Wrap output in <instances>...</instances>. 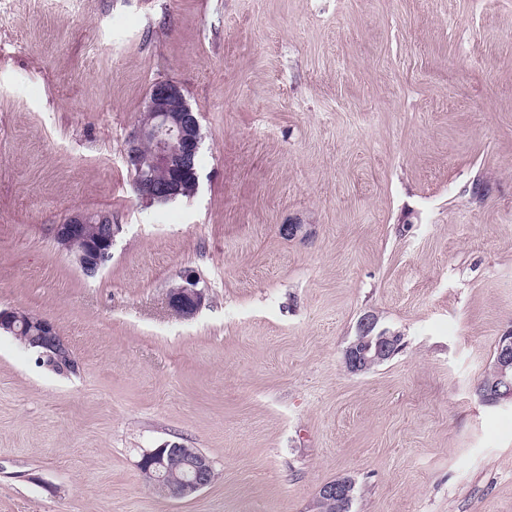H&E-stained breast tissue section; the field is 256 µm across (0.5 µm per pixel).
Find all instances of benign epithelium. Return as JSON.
<instances>
[{
	"label": "benign epithelium",
	"instance_id": "7a95c632",
	"mask_svg": "<svg viewBox=\"0 0 512 512\" xmlns=\"http://www.w3.org/2000/svg\"><path fill=\"white\" fill-rule=\"evenodd\" d=\"M202 142L198 116L187 103L180 86L170 80H158L151 86L145 111L140 114L125 150L127 165L137 168L139 177L134 184L138 196L146 200L167 201L186 190L183 178L195 175ZM105 223L101 214H72L66 223L52 226L57 244L70 251L77 243L85 248L76 254L80 270L94 276L101 271V256L112 255V246L120 225L112 232L93 240L88 237L89 225ZM199 281L188 271L181 283L169 290L168 305L178 315L190 317L201 307L204 295ZM35 334L27 337L25 347L37 354V361L64 373L76 371L77 363L60 336L56 324L49 318L27 314ZM401 336L378 326L377 316L367 313L359 322V335L344 351L347 370L357 374L390 359L400 348ZM494 381L478 386L479 396L494 405L512 402V330L506 331L497 343ZM181 458L187 473L181 478L169 474L167 460ZM140 471L153 487L163 486L166 496L187 499L210 485L212 465L194 448L178 443H166L143 453ZM352 481L343 478L321 486L319 498L336 507V512H348Z\"/></svg>",
	"mask_w": 512,
	"mask_h": 512
}]
</instances>
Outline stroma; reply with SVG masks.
Segmentation results:
<instances>
[{"label":"stroma","instance_id":"stroma-1","mask_svg":"<svg viewBox=\"0 0 512 512\" xmlns=\"http://www.w3.org/2000/svg\"><path fill=\"white\" fill-rule=\"evenodd\" d=\"M158 80L203 142L150 205ZM77 212L121 227L93 277ZM0 310L78 363L0 331V512H317L343 477L351 512H512V405L476 391L512 329V0H0ZM368 312L402 347L353 374ZM167 442L211 461L195 498L143 478ZM202 142L198 116L187 103L180 86L158 80L151 86L145 111L140 114L125 150L127 165L139 171L134 184L138 196L169 203L186 190L183 178L192 175L197 184L196 163ZM149 147L145 158L143 150ZM174 199V200H175ZM167 201V202H162ZM89 224H106L105 216L101 214H85L77 212L72 214L66 224L52 226V234L57 244L66 252L77 243H86V246L76 254V264L80 270L88 276L99 273L101 268V256H112V246L116 235L120 232V225H112V232L104 233L95 241L88 238ZM178 284H174L168 292V305L178 315L190 317L201 307L203 291L198 287L199 281L192 271L184 272ZM20 316L21 314L15 311H0V329L2 328L6 333L12 336H27L25 344H23L24 341L20 337H17V340L27 349H33L38 356L37 361L40 364L56 368L63 373L76 371L77 363L73 354L62 336H60L56 324L48 317L36 314H24L35 331L34 336H31L32 334L29 332V329L25 328H23L18 335L7 331L11 329L13 319ZM52 371L57 374H63L57 370Z\"/></svg>","mask_w":512,"mask_h":512}]
</instances>
